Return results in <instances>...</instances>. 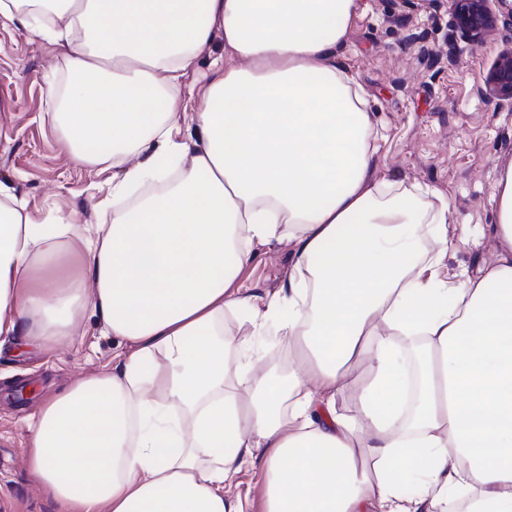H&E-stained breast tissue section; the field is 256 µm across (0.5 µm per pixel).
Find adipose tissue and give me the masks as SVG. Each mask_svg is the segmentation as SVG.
<instances>
[{
    "label": "adipose tissue",
    "mask_w": 512,
    "mask_h": 512,
    "mask_svg": "<svg viewBox=\"0 0 512 512\" xmlns=\"http://www.w3.org/2000/svg\"><path fill=\"white\" fill-rule=\"evenodd\" d=\"M357 8L0 0L1 19L63 50L67 108L48 119L71 162L121 172L111 223L91 227L32 216L0 185V339L52 352L90 314L122 346L27 423L28 471L59 512H243L226 483L249 466L264 512H512V161L489 270L449 281L467 238L447 199L375 175V124L337 59ZM217 41L192 151L181 79ZM283 243L287 278L247 293L257 247ZM242 310L248 337L224 327ZM270 326L290 355L279 374L248 357ZM398 336L423 341L411 405ZM362 366L356 415L337 414Z\"/></svg>",
    "instance_id": "obj_1"
}]
</instances>
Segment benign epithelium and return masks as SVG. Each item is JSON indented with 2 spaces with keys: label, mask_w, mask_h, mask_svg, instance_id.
Masks as SVG:
<instances>
[{
  "label": "benign epithelium",
  "mask_w": 512,
  "mask_h": 512,
  "mask_svg": "<svg viewBox=\"0 0 512 512\" xmlns=\"http://www.w3.org/2000/svg\"><path fill=\"white\" fill-rule=\"evenodd\" d=\"M454 30L466 44L482 43L499 17L512 22V0H448ZM486 92L512 101V48L499 53L485 77Z\"/></svg>",
  "instance_id": "obj_1"
}]
</instances>
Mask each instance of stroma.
I'll list each match as a JSON object with an SVG mask.
<instances>
[{"instance_id":"obj_1","label":"stroma","mask_w":512,"mask_h":512,"mask_svg":"<svg viewBox=\"0 0 512 512\" xmlns=\"http://www.w3.org/2000/svg\"><path fill=\"white\" fill-rule=\"evenodd\" d=\"M510 47L512 23L505 20L483 43L460 41L447 0H360L339 51L379 130L377 178L400 189H438L448 201L449 229L480 233L479 245L449 252L452 276L463 270L482 276L497 250L491 191L500 167L512 161V102L486 95L484 77ZM67 79L59 47L0 22V184L35 215L59 207L95 224L113 171L75 167L59 129L44 119ZM293 262L287 246L260 250L247 287L278 288ZM78 333L74 345L49 354L11 342L0 346V512H57L29 475L24 419L120 350L93 316Z\"/></svg>"}]
</instances>
